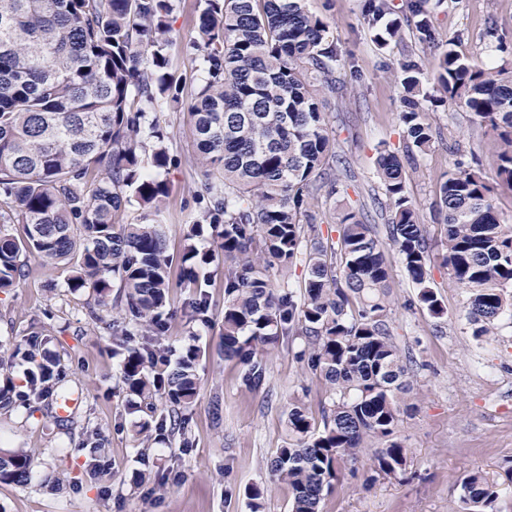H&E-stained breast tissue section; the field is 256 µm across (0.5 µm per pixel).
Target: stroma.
<instances>
[{
  "mask_svg": "<svg viewBox=\"0 0 512 512\" xmlns=\"http://www.w3.org/2000/svg\"><path fill=\"white\" fill-rule=\"evenodd\" d=\"M199 0H175L169 18L174 40L171 60L186 87L202 72L189 40L195 34ZM311 12L327 20L345 63L336 72V90L328 94L329 130L346 160L338 174L347 187L346 202L370 223L386 224L378 207L384 190L374 159L385 145L404 154L400 114L402 93L389 76L407 60L433 73L437 48L415 41L411 33L379 47L360 20L358 0H308ZM433 22L441 36L457 37V51L480 68L512 66V0H440ZM172 164L158 177L169 185L163 204V231L168 250L214 251L212 236H187V224L200 217L196 191L203 179L192 135L182 115L166 112ZM438 132L427 156L407 163L409 192L419 206L430 236H438L442 216L436 204L442 174L456 161L486 163L492 132L471 123L458 107L440 106L427 114ZM27 276L18 288L0 293V356L10 361L16 384L26 365L11 360L18 341L51 336L50 350L64 370L62 392L79 404L64 425L46 419L59 393H46L35 408L0 413V451L24 449L35 457L25 484H0V512H252L249 487L266 488L262 512H291L292 494L270 470V459L291 440L288 409L301 399L314 419H321L330 396L321 380L305 372L295 354L301 339L280 342L265 358L266 383L256 392L242 380L237 361L224 356V263L200 270L208 298L207 321L193 318V291L180 287V265L170 279L175 298L170 329L160 343L165 351L200 352L199 396L190 409V442L168 438L139 441L145 419L122 383L124 356L113 348L103 324L88 310L95 297L67 287V274L36 256L27 259ZM430 281L445 309L431 317L418 305L417 290L400 263H393L392 331L411 359L413 409L403 416L395 440L408 450L404 476L365 479L370 459L341 465V476L325 494L321 512H460V483L478 470L499 485L496 512H512V320L502 319L495 340L475 339L465 318L466 294L449 283L448 271L432 265ZM97 430V451L83 448L87 430ZM159 474L141 481L139 470Z\"/></svg>",
  "mask_w": 512,
  "mask_h": 512,
  "instance_id": "stroma-1",
  "label": "stroma"
}]
</instances>
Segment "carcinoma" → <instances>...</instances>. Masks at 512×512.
<instances>
[{"label":"carcinoma","mask_w":512,"mask_h":512,"mask_svg":"<svg viewBox=\"0 0 512 512\" xmlns=\"http://www.w3.org/2000/svg\"><path fill=\"white\" fill-rule=\"evenodd\" d=\"M174 0H0V292L25 277L26 256L65 265L67 286L90 288L103 321L112 284L125 298L120 346L123 383L146 402L166 399L170 424L188 444L186 409L198 396L196 362L188 351L167 374L149 376L162 358L159 337L169 330L170 269L157 224L166 182L147 168L171 162L168 125L151 113L162 103L186 118L209 205L189 224L192 239L210 232L223 257L224 356L244 369L251 391L265 384V354L288 336L305 343L297 359L332 393L323 428L304 404L291 403L288 427L296 442L270 460L292 493L291 512H320L338 479L340 463L373 453L370 480L404 473L408 450L393 439L408 412L410 357L390 330V269L404 268L419 304L443 315L429 268L441 261L449 282L466 290L471 335L491 340L512 313V224L501 220L481 169L459 162L441 178L440 242H430L408 193L401 159L379 150L376 172L390 215L382 239L375 225L353 211L340 214L338 240L327 244L311 223L320 195L338 192L334 172L345 164L329 136L326 94L336 89L343 57L328 23L307 0H202L196 35L203 76L185 104L182 80L168 48ZM399 16L392 0H359L363 25L384 48L411 27L419 42L441 46L433 74L440 96L427 89L421 64L396 71L404 92L400 114L406 150L424 156L433 146L426 112L439 103L465 110L495 133L488 156L494 179L512 187V68H478L440 43L430 0H406ZM139 222L118 223L129 207ZM9 224H22L15 237ZM194 255L183 257V283L201 287ZM305 263L301 292L288 271ZM279 277L276 286L271 275ZM26 380L32 394L60 381L57 360L36 337L12 358L36 360ZM0 360V411L15 405L16 386ZM35 458L0 454V483L27 480ZM497 483L474 472L461 481L469 512H494Z\"/></svg>","instance_id":"1"}]
</instances>
